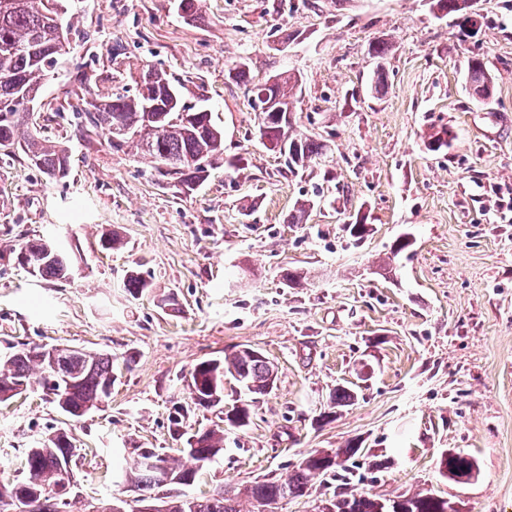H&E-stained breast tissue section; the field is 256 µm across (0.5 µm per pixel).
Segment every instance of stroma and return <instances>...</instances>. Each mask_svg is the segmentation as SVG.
<instances>
[{
  "instance_id": "stroma-1",
  "label": "stroma",
  "mask_w": 512,
  "mask_h": 512,
  "mask_svg": "<svg viewBox=\"0 0 512 512\" xmlns=\"http://www.w3.org/2000/svg\"><path fill=\"white\" fill-rule=\"evenodd\" d=\"M71 2L62 21L74 34L40 110L42 136L69 149L70 174L50 178L21 153L0 160V249L53 240L83 273L47 281L0 261V356L64 344L123 369L103 407L79 419L38 389L0 404V474L20 478L26 449L61 429L83 448L72 495L138 512L137 449L175 454L169 415L189 398L191 370L246 346L276 365V383L253 396L248 427L226 429L223 456L186 494L280 478L357 442L355 492L430 491L462 512H512V0H476L481 28L469 37L430 0H201L193 21L178 0ZM381 39L378 60L368 48ZM474 56L494 83L482 103L466 90ZM241 61L257 82L302 76L294 130L327 141V157L294 177L263 145L261 113L227 78ZM148 64L212 112L240 170L215 164L183 193L134 143L86 136L69 77L82 69L120 87ZM441 126L454 132L448 149L428 151ZM303 198L316 207L289 223ZM360 214L372 232L357 242L345 226ZM114 230L124 247L103 248ZM404 236L412 246L393 254ZM287 267L308 271L307 286L286 287ZM133 271L151 284L136 298L123 287ZM170 293L177 308L160 304ZM346 383L357 400L319 422ZM449 448L476 459L475 481L441 476Z\"/></svg>"
}]
</instances>
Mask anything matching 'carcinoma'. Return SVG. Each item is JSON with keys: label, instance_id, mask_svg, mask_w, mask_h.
<instances>
[{"label": "carcinoma", "instance_id": "cac0c4a2", "mask_svg": "<svg viewBox=\"0 0 512 512\" xmlns=\"http://www.w3.org/2000/svg\"><path fill=\"white\" fill-rule=\"evenodd\" d=\"M468 0H434V8L442 16H450L461 31L468 30L466 3ZM61 25V18L50 22L43 14L41 0H0V97L23 96L31 91L39 92L45 77L56 69L51 60L47 63L32 58L25 49L33 43H40L46 49L53 48L55 32ZM233 82L243 85L255 95H265L270 102L268 110L263 112L259 128L261 138L270 142L269 149L277 150L282 139H287L284 156L288 160V171L297 173L314 159L327 155L329 145L316 138L303 134H292L293 112L285 111L294 105L292 91L299 87V79L293 75H278L271 84L256 83L250 75L246 63L240 62L228 71ZM133 90L121 87L112 93L102 92L98 86L90 85L83 71L75 74L73 82L81 93H87L92 87L101 101L96 111L86 113L89 131L109 138L113 121L120 119L136 131L131 141L137 144L143 156L154 163L160 176L172 181L175 188H187L202 185L209 176V170L193 167L188 159L207 153L216 161L224 155V130L213 121L212 113L202 109L194 112V118L183 120L178 112L167 113L166 123L157 126L154 121L145 120L144 104L157 102L165 87H177L178 97H183L184 85L162 69H156V78L151 82H138L131 76ZM467 87L473 94L487 100L493 92V82L485 64L478 58L469 60L466 74ZM452 132L446 127L430 134L427 139L429 149L438 151L449 145ZM22 152L34 162V165L54 178L69 175L70 162L65 147L53 141L29 134L22 139ZM314 202L307 199L295 204L288 213V223L301 224L313 208ZM9 253L26 254L29 264L33 265L36 275L45 280H66L72 270V264L66 251L55 248L46 253V240L32 238L12 248ZM281 278L289 288H303L308 281V273L294 268L282 270ZM124 287L131 296L144 293L150 284L137 273H130L124 281ZM50 361L43 358L41 347L26 344L11 355L0 358V389L11 385L38 384L47 389V374L52 372ZM58 372L68 375L72 384L63 391L67 407L65 415L81 418L87 414L89 405L108 397L118 378V366L110 354L89 352L83 349L73 350L56 361ZM241 377L249 383L246 391L252 394L266 393L269 370L263 359L239 349L226 356L224 360H205L193 368L188 384L194 408L181 405L173 406L171 423L180 428L193 409L217 410L224 414V377ZM355 392L346 386H336L330 394L328 410L320 414L321 419H332L336 409L347 407L355 401ZM194 451L182 456L192 462L187 467L177 460L160 454V462L180 486L192 485L202 469L216 457L224 453V428H206L191 435ZM71 437L64 431L49 436L40 446L27 449L25 477L0 483V512L8 506L16 512L19 506L16 500L24 494H39V497L25 504L26 512H73L76 501L53 491L46 490L48 472L60 461L72 456ZM362 448L357 443H349L336 449L338 462L324 464L315 460V455L306 457L298 469L286 478H261L247 486L243 494H226L222 491L210 497H185L183 508L178 512H240L238 499L245 496L259 505L268 506L279 500L295 499L308 493V487L315 479L327 484L336 483L333 497L328 499L334 512H448V502L443 497L431 493L398 494L396 503L380 504L381 498L367 493L351 494L346 486L351 484L357 458ZM134 483L141 491L156 489L155 474L141 465L136 466Z\"/></svg>", "mask_w": 512, "mask_h": 512}]
</instances>
